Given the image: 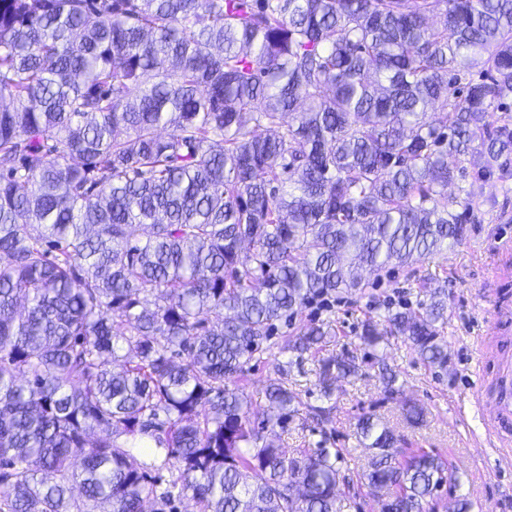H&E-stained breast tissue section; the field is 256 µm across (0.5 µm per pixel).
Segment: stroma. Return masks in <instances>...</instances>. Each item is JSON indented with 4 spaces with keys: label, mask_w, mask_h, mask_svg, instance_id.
Here are the masks:
<instances>
[{
    "label": "stroma",
    "mask_w": 512,
    "mask_h": 512,
    "mask_svg": "<svg viewBox=\"0 0 512 512\" xmlns=\"http://www.w3.org/2000/svg\"><path fill=\"white\" fill-rule=\"evenodd\" d=\"M482 151L481 144H474L462 160L463 184L474 194V215L465 224L462 241L445 243L407 264L361 270L363 288L333 295L325 305L314 304L301 313L303 321L329 324V343L299 357L274 350L250 364L244 393L252 420H263L270 412L266 388L271 380L294 391L300 401L297 414L272 434L281 448L292 454L322 441L341 450V512H379L376 493L363 477L372 451L354 434L358 419L369 412L400 436L402 447L440 454L456 466L458 495L468 501V512H512V463H498L494 447L484 438L483 416L472 401L475 386L488 395L495 391L494 374L484 357L512 351V324L496 326L490 316L503 283L512 281V250L501 247L502 238L512 237V178L482 175ZM422 286L448 295L444 373L423 362L403 338L386 336L373 350L359 339L366 320L382 318L387 305L415 300ZM478 335L484 341L480 348L474 343ZM337 356L355 358L360 370L338 379L327 397L318 382V364ZM376 357L397 375L393 392L385 391L371 366ZM407 403L424 408L422 426L406 423L401 408ZM313 406L325 408V421L311 418Z\"/></svg>",
    "instance_id": "stroma-1"
}]
</instances>
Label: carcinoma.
<instances>
[{
  "label": "carcinoma",
  "instance_id": "obj_1",
  "mask_svg": "<svg viewBox=\"0 0 512 512\" xmlns=\"http://www.w3.org/2000/svg\"><path fill=\"white\" fill-rule=\"evenodd\" d=\"M6 98L0 512H337L340 450L288 456L264 432L297 395L270 384L256 424L243 374L356 267L463 239L473 195L448 186L476 139L512 177V0H0ZM416 305L389 333L446 372L448 298ZM358 369L324 360V395ZM356 429L380 512L459 484Z\"/></svg>",
  "mask_w": 512,
  "mask_h": 512
}]
</instances>
